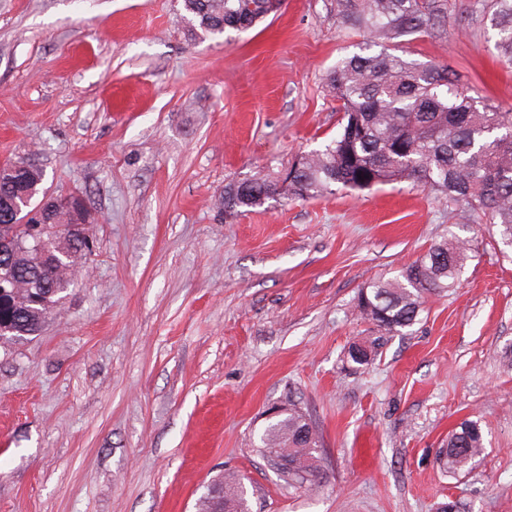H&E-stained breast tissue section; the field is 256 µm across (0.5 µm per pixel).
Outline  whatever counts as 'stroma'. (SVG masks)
Listing matches in <instances>:
<instances>
[{"mask_svg": "<svg viewBox=\"0 0 512 512\" xmlns=\"http://www.w3.org/2000/svg\"><path fill=\"white\" fill-rule=\"evenodd\" d=\"M448 15L400 53L512 107L479 0ZM353 51L328 0L218 38L191 36L180 0H0V163L82 193L95 241L42 331L0 342V512H198L227 470L252 512H512V259L487 227L464 232L457 287L383 336L358 294L446 236L445 202L402 183L232 222L211 204L335 136L326 76ZM291 402L321 438L309 491L252 446ZM465 419L486 449L452 479L436 457Z\"/></svg>", "mask_w": 512, "mask_h": 512, "instance_id": "35a3bbf8", "label": "stroma"}]
</instances>
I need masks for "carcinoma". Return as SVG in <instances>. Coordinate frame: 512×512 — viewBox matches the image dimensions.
Masks as SVG:
<instances>
[{
    "instance_id": "carcinoma-1",
    "label": "carcinoma",
    "mask_w": 512,
    "mask_h": 512,
    "mask_svg": "<svg viewBox=\"0 0 512 512\" xmlns=\"http://www.w3.org/2000/svg\"><path fill=\"white\" fill-rule=\"evenodd\" d=\"M266 0H182L191 34L222 36L246 32L267 17ZM496 31L495 49L512 64V0H488ZM329 12L345 35L362 33L369 47L341 58L326 86L336 99L339 131L324 148L300 158L288 170V194L309 199L335 190L364 191L379 185L408 183L448 203V210L485 219L504 246L512 242V109L470 95L458 74L446 65L420 63L391 51L402 37L444 39L448 35L447 0H329ZM380 51L371 52L369 48ZM44 180L32 165L0 175V237H12L13 257L0 256V320L28 331L49 319L67 300L76 282V266L93 255L89 236L69 231L90 223L83 197L48 214L62 226L47 244L42 261L27 248L23 219L36 209ZM281 194L268 179L231 181L216 198L224 218L233 220ZM469 242L453 234L433 244L400 279L375 282L360 292V314L379 330L399 333L412 326L425 294L455 287L470 258ZM253 447L280 479L295 489L318 487L319 437L295 405L269 421ZM485 449L480 424L467 419L448 435L437 459L450 478L466 474ZM251 512L241 478L226 472L198 499V512Z\"/></svg>"
}]
</instances>
